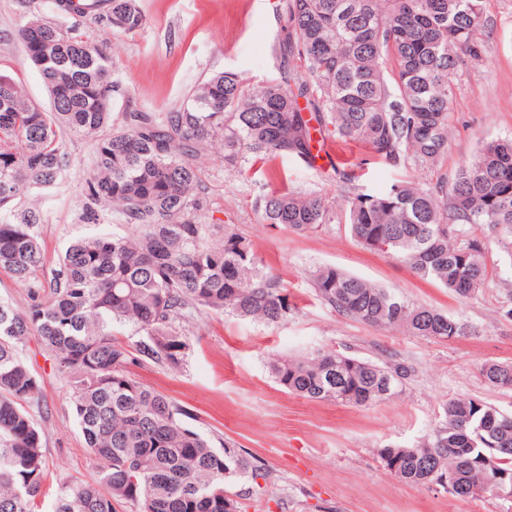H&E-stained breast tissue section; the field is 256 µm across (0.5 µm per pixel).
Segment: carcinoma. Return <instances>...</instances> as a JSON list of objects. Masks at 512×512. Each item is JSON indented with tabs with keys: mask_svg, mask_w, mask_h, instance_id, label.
<instances>
[{
	"mask_svg": "<svg viewBox=\"0 0 512 512\" xmlns=\"http://www.w3.org/2000/svg\"><path fill=\"white\" fill-rule=\"evenodd\" d=\"M50 0L59 15L104 19L134 34L145 24L138 0ZM486 0H282L288 70L259 83L230 71L193 87L172 112H112L109 59L94 35L42 16L19 37L28 58L50 47L38 72L46 110L0 73V270L19 281L45 267L40 217L19 201L50 191L70 158L67 136L92 142L83 218L113 207L130 232L72 241L49 282L29 290L26 310L0 302V512H40L48 459L35 410L43 383L18 353L41 337L70 388L71 406L98 477L61 485L49 512H239L225 484L257 469L238 448L220 450L184 420L168 397L132 378L144 357L168 370L185 363L180 323L202 311L278 325L292 315L280 280L231 224H206L209 200L199 165L214 152L238 168L277 157H313L336 134L398 166H441L448 151L454 77L483 60ZM305 99L307 108L299 105ZM264 222L296 232L346 226L364 248L396 257L422 279L469 300L488 283L484 243L466 227L485 225L512 259V139H491L453 178L434 187L402 181L376 193H349L340 214L297 190L257 202ZM316 296L341 315L408 336L452 339L462 326L334 266L312 275ZM130 327L128 349L113 334ZM275 382L316 402L366 407L397 395L408 369L335 351L269 362ZM490 385L512 389V363L481 366ZM384 469L406 484L457 498L512 490V414L473 398L451 399L423 442L377 449Z\"/></svg>",
	"mask_w": 512,
	"mask_h": 512,
	"instance_id": "obj_1",
	"label": "carcinoma"
}]
</instances>
